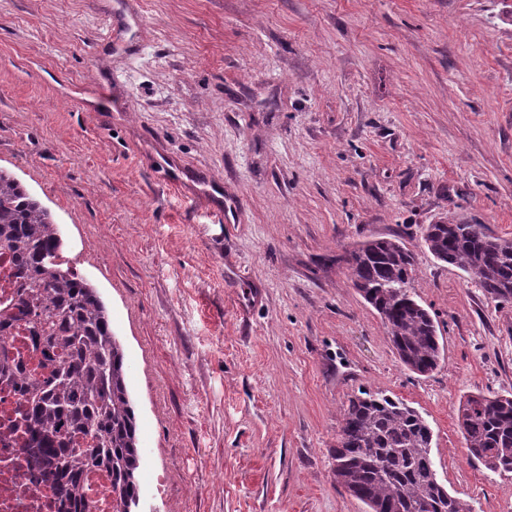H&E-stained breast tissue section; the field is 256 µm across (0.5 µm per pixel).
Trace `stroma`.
<instances>
[{
  "label": "stroma",
  "mask_w": 512,
  "mask_h": 512,
  "mask_svg": "<svg viewBox=\"0 0 512 512\" xmlns=\"http://www.w3.org/2000/svg\"><path fill=\"white\" fill-rule=\"evenodd\" d=\"M510 4L0 0V168L106 304L152 512H367L331 456L361 388L423 414L473 512H512L456 416L512 395V302L420 238L512 239ZM389 235L444 342L426 376L338 261Z\"/></svg>",
  "instance_id": "1"
}]
</instances>
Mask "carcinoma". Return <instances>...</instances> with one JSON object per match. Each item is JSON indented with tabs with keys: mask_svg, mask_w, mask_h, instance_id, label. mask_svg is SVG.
Masks as SVG:
<instances>
[{
	"mask_svg": "<svg viewBox=\"0 0 512 512\" xmlns=\"http://www.w3.org/2000/svg\"><path fill=\"white\" fill-rule=\"evenodd\" d=\"M422 240L499 303L512 300V240L486 224H427ZM11 252L21 280L19 311L47 376L25 396L23 422L57 493L83 512L84 474L112 478L116 512L139 499L141 448L121 344L98 290L62 259L58 224L22 183L0 168V249ZM355 288L380 316L401 363L425 375L444 351L431 312L416 300L415 259L396 236L357 244L341 257ZM458 424L468 456L487 470L512 473V397L469 394ZM433 433L398 397L363 389L340 411L333 474L368 512H473L438 480Z\"/></svg>",
	"mask_w": 512,
	"mask_h": 512,
	"instance_id": "1",
	"label": "carcinoma"
}]
</instances>
